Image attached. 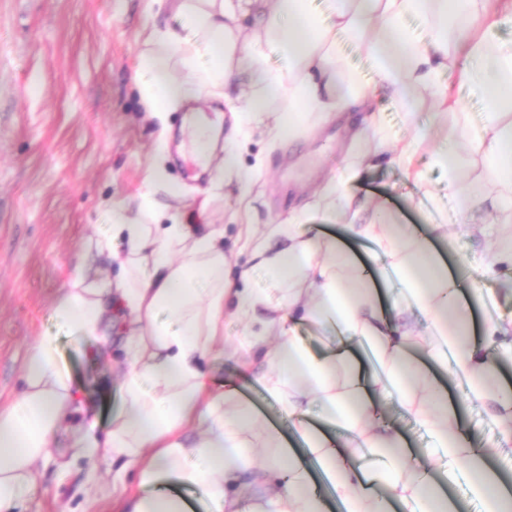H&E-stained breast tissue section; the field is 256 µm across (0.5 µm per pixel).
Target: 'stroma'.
I'll list each match as a JSON object with an SVG mask.
<instances>
[{"label": "stroma", "mask_w": 512, "mask_h": 512, "mask_svg": "<svg viewBox=\"0 0 512 512\" xmlns=\"http://www.w3.org/2000/svg\"><path fill=\"white\" fill-rule=\"evenodd\" d=\"M174 23L168 6L151 0H0V406L22 389L28 348L51 333L74 378L82 407L78 420L93 417L105 428L123 410L119 381L100 357L99 341L75 342L55 321L52 305L86 240L105 234V202L136 196L157 157H164L170 180L185 189L176 203L157 191V205H175L198 225H223L224 255L233 264L248 261L241 249L248 234L259 236L287 223L323 182L354 162L348 147L359 128L356 116L331 119L273 149L252 137L242 145L240 159L247 167L263 160L264 186L251 191L250 221L241 223L235 214L239 188L218 184L215 171L195 172L194 157L180 151L189 107L153 118L135 80L149 33ZM434 106L428 92H419L410 119L394 96L379 93L377 118L390 140L424 134L417 166L425 180L414 184L403 169L381 161L361 167L351 189L410 225L433 250L446 251L448 268L465 270L468 280L477 282L478 292L467 295L477 333L490 314L512 312V267L484 271L479 227L492 225L512 242V219L482 212L475 217L476 229L458 227L447 172L434 161L435 149L448 142V122L435 117ZM310 221L319 225L322 239H343L346 249L367 263L380 299H399L400 289L387 280L375 244L349 238L332 211L314 213ZM436 224L446 225L447 237L433 232ZM250 330L248 321L225 314L224 350L211 361L213 373L234 382L258 427L279 429L284 448L300 457L304 435L241 369L244 354L237 345ZM439 380L474 441L496 438L494 422L465 401L463 384L444 373ZM60 444V461L39 468L38 491L26 512H110L109 498L89 480L94 462L73 455L70 436Z\"/></svg>", "instance_id": "1"}]
</instances>
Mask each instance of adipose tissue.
I'll return each mask as SVG.
<instances>
[{
	"mask_svg": "<svg viewBox=\"0 0 512 512\" xmlns=\"http://www.w3.org/2000/svg\"><path fill=\"white\" fill-rule=\"evenodd\" d=\"M176 27L150 34L137 59L136 79L149 112H171L201 95L223 97L233 136L224 146L223 181L249 193L261 168L243 169L239 139L269 144L296 138L343 112H367L372 97L390 90L415 113V96L435 99L452 138L481 159L468 180L455 150L435 155L448 171L457 221L486 210L512 212V40L496 38L512 0H169ZM421 21L422 30L403 26ZM349 35L375 71L374 82L344 68L337 34ZM288 60L274 68L267 52ZM454 86L441 84V75ZM483 105L474 124L461 93ZM149 190L134 203L111 202L105 236L87 251L110 252L117 279L92 276L86 260L71 271L53 313L71 336L112 338V309L124 311L125 359L117 363L125 409L105 438L93 425L70 428L77 410L73 379L61 363L58 339L39 336L24 363L23 390L0 407V512H22L36 493L34 473L52 460L58 438L72 433L77 455H104L112 467L114 512H186L182 499L159 492L175 479L202 489L207 512H323V499L302 463L284 464L280 431L257 434L232 386L213 389L208 357L224 343L225 310L254 323L249 359L266 363L259 378L290 424L307 433L306 454L334 477L332 491L346 512H448L437 476L464 468L473 491L495 507L512 499L489 461L512 460V389L501 384L497 350L512 353V314L486 318L470 334V306L460 282L413 231L389 213L356 200L343 180L329 182L349 235L373 242L404 301L383 312L366 267L335 242L307 236L292 221L249 241L253 258L286 290L274 316L266 293L250 288L251 272L231 269L224 232L191 235L150 195L180 185L153 166ZM335 325L325 355L298 339L299 322ZM371 345L381 372L364 374L356 343ZM462 381L466 401L479 404L501 438L474 443L446 401L437 371ZM401 405L441 454L422 463L378 417V400ZM337 427L335 436L307 428L312 411ZM382 472L371 473L373 457Z\"/></svg>",
	"mask_w": 512,
	"mask_h": 512,
	"instance_id": "obj_1",
	"label": "adipose tissue"
}]
</instances>
